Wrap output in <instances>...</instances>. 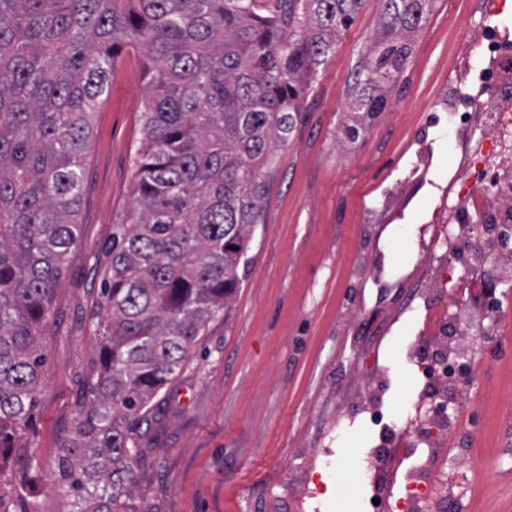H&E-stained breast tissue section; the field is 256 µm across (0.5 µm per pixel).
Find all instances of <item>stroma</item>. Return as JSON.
<instances>
[{
	"label": "stroma",
	"mask_w": 512,
	"mask_h": 512,
	"mask_svg": "<svg viewBox=\"0 0 512 512\" xmlns=\"http://www.w3.org/2000/svg\"><path fill=\"white\" fill-rule=\"evenodd\" d=\"M477 0H430L411 33L410 55L386 88L387 107L354 140L342 132L355 115L353 74L378 29L381 4L364 0L318 70L317 81L268 180L253 261L225 318L194 345L187 368L161 393L140 443L135 512H341L318 482L298 505L297 481L313 457L332 453L348 468L345 495L367 512L365 455L388 448L391 433L415 434L413 408L423 382L401 350L423 328L424 312L396 318L413 269L405 253L427 222L433 198L410 173L417 125L429 126L430 176L455 148L454 127L437 102L460 42L473 31ZM147 96L139 53L120 56L96 113L79 215V238L54 293L43 331L46 355L39 403L21 442L39 465L25 472L36 512H62L47 473L75 417L83 373L98 340L91 311L109 259L112 226L130 205L133 160ZM393 207H385L384 199ZM378 248L388 285L356 271ZM358 312L354 322L344 309ZM387 428L350 419L341 409L373 365ZM464 411L472 455L486 471L449 473L448 489L472 483L470 512H512V330L480 358ZM354 443V457L342 453Z\"/></svg>",
	"instance_id": "stroma-1"
}]
</instances>
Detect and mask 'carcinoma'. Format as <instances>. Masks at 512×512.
<instances>
[{"instance_id":"carcinoma-1","label":"carcinoma","mask_w":512,"mask_h":512,"mask_svg":"<svg viewBox=\"0 0 512 512\" xmlns=\"http://www.w3.org/2000/svg\"><path fill=\"white\" fill-rule=\"evenodd\" d=\"M364 0H0V512L39 402L42 335L78 240L95 112L126 49L144 59L133 205L112 229L99 349L52 481L64 512H134L139 425L226 314L266 177L318 67ZM429 0H382L354 74L372 118Z\"/></svg>"}]
</instances>
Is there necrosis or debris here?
<instances>
[{
    "label": "necrosis or debris",
    "mask_w": 512,
    "mask_h": 512,
    "mask_svg": "<svg viewBox=\"0 0 512 512\" xmlns=\"http://www.w3.org/2000/svg\"><path fill=\"white\" fill-rule=\"evenodd\" d=\"M511 14L507 0H481L474 30L458 47L459 77L443 97L446 111L457 119L461 155L447 187H431L437 205L428 238L414 255L421 275L410 286L404 308L421 304L429 309L433 297H442L428 340L447 351V360L423 358L412 349L407 356L427 385L443 395L455 390L458 412L427 418L420 442L433 465L407 472L394 512H465L462 496H448L437 483L435 462L447 444L456 447L453 467L466 472L480 465L466 450L459 414L471 399L470 388L450 384L448 372L477 342L503 335L505 309L500 298L479 303L454 291L451 266H464L467 284L476 288L512 286Z\"/></svg>",
    "instance_id": "obj_1"
}]
</instances>
